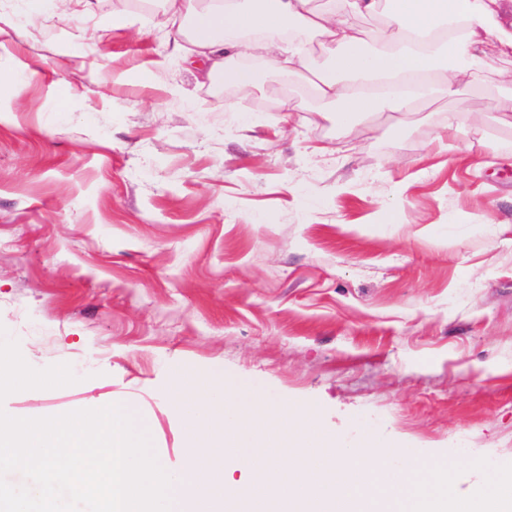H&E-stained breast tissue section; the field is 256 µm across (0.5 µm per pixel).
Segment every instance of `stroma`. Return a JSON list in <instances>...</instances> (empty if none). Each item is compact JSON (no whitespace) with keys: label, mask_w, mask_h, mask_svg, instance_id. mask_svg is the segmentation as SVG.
<instances>
[{"label":"stroma","mask_w":512,"mask_h":512,"mask_svg":"<svg viewBox=\"0 0 512 512\" xmlns=\"http://www.w3.org/2000/svg\"><path fill=\"white\" fill-rule=\"evenodd\" d=\"M512 56L404 121L266 71L244 109L172 56L162 8L93 0L0 37V357L69 385L18 418L125 404L169 470L178 366L313 410L341 448L512 463ZM186 91L182 101L172 87ZM298 103L297 122L280 113ZM331 143L332 154L317 153Z\"/></svg>","instance_id":"35a3bbf8"}]
</instances>
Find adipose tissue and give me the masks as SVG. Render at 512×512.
I'll list each match as a JSON object with an SVG mask.
<instances>
[{
	"label": "adipose tissue",
	"instance_id": "adipose-tissue-1",
	"mask_svg": "<svg viewBox=\"0 0 512 512\" xmlns=\"http://www.w3.org/2000/svg\"><path fill=\"white\" fill-rule=\"evenodd\" d=\"M502 0H347L348 12L312 0H163L173 42H185L183 63L211 79L223 76L241 97L256 86L240 66L250 58L276 66L287 59L321 104L344 100V123L356 112L408 115L435 89L458 94L457 77L477 70L486 46L512 50V31L499 21ZM388 10L392 27L370 50L350 22L354 14ZM322 40L335 67L314 65L302 42Z\"/></svg>",
	"mask_w": 512,
	"mask_h": 512
}]
</instances>
